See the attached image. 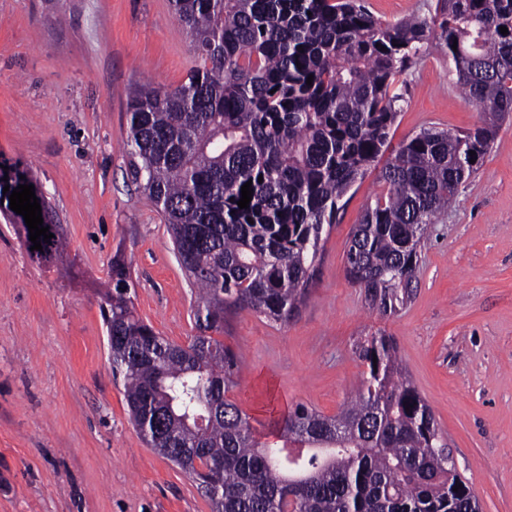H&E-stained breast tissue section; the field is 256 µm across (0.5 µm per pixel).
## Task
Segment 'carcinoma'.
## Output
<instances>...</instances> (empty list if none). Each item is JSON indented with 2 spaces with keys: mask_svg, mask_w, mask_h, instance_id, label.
Returning a JSON list of instances; mask_svg holds the SVG:
<instances>
[{
  "mask_svg": "<svg viewBox=\"0 0 512 512\" xmlns=\"http://www.w3.org/2000/svg\"><path fill=\"white\" fill-rule=\"evenodd\" d=\"M174 10L202 65L174 89L132 93L126 145L198 290V334L185 345L158 336L134 313L124 259L112 260L101 314L139 434L213 485L211 512H478L391 337L359 347L367 371L336 415L298 405L271 420L278 446L228 396L239 358L219 335L231 307L288 324L339 203L388 151L346 274L381 315L409 298L424 226L479 170L495 125L424 129L392 150L402 95L391 87L434 39L479 111L512 115V0H436L431 19L395 24L363 0H174ZM42 218L54 237L29 255L47 259L60 241Z\"/></svg>",
  "mask_w": 512,
  "mask_h": 512,
  "instance_id": "obj_1",
  "label": "carcinoma"
}]
</instances>
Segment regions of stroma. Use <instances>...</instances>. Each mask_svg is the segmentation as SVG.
I'll use <instances>...</instances> for the list:
<instances>
[{
    "instance_id": "obj_1",
    "label": "stroma",
    "mask_w": 512,
    "mask_h": 512,
    "mask_svg": "<svg viewBox=\"0 0 512 512\" xmlns=\"http://www.w3.org/2000/svg\"><path fill=\"white\" fill-rule=\"evenodd\" d=\"M364 3L393 24L431 17L436 0ZM198 63L172 0H0V167L38 187L61 234L60 256L34 260L0 205V512H211L131 424L100 314L119 254L136 314L178 344L196 333V292L126 141L133 89L175 88ZM394 90L395 147L486 120L431 44ZM381 170L345 196L293 320L226 313L224 344L244 366L231 397L261 421L299 404L336 415L364 370L357 344L385 333L481 512H512V118L428 225L409 301L384 316L345 273Z\"/></svg>"
}]
</instances>
